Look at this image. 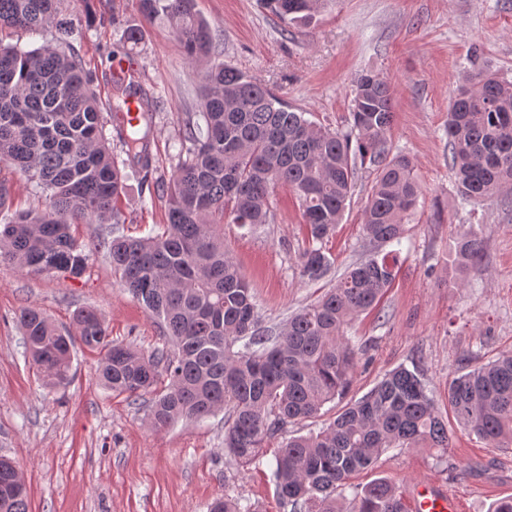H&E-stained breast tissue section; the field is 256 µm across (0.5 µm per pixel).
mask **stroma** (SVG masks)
Masks as SVG:
<instances>
[{"mask_svg":"<svg viewBox=\"0 0 512 512\" xmlns=\"http://www.w3.org/2000/svg\"><path fill=\"white\" fill-rule=\"evenodd\" d=\"M66 8L77 20L75 45L86 69L103 70L123 46L136 80L151 91L154 175L169 177L184 119L196 109L198 67L168 25L142 18L136 0H95L101 24L84 20L78 0ZM196 9L212 28L221 60L330 129L347 127L360 73L387 80L394 92L392 151L412 160L421 189L405 219L396 280L350 331L365 350L348 393L325 404L318 417L288 427V434L319 431L399 366L418 368L440 410H447L451 377L512 351V188L460 204L448 164V108L466 72L490 68L512 80V0H323L305 27L280 20L262 0H196ZM130 27L141 29L142 38L122 45ZM375 176L372 165L358 166L351 203L326 244L334 265L317 281L301 273L307 230L288 188L272 193L268 223L225 225L224 244L254 290L263 327L280 330L348 265L374 252L362 209ZM117 206L126 235L145 236L165 222L164 201L139 174H131ZM468 231L483 250L463 274L454 247ZM107 232L104 225L94 236L75 227L89 255L77 278L0 265V454L20 470L30 512H208L223 495L239 498L249 512H283L273 481L281 437L269 441L259 465L241 469L224 453L223 414L157 429L143 400L112 395L100 384L96 353L76 347L73 380L54 389L25 361L15 317L30 305L64 328L92 306L112 339L146 353L161 345L157 324L98 246V235ZM448 435L447 463L437 464L424 448L392 449L355 483L385 478L407 494L416 483L433 481L458 499L462 512H491L512 497V449L489 447L453 419Z\"/></svg>","mask_w":512,"mask_h":512,"instance_id":"obj_1","label":"stroma"}]
</instances>
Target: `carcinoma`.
Segmentation results:
<instances>
[{"instance_id": "cac0c4a2", "label": "carcinoma", "mask_w": 512, "mask_h": 512, "mask_svg": "<svg viewBox=\"0 0 512 512\" xmlns=\"http://www.w3.org/2000/svg\"><path fill=\"white\" fill-rule=\"evenodd\" d=\"M277 16L308 23L320 0H264ZM148 21L167 22L187 58L201 66L200 111L184 120L178 161L156 183L166 224L146 237L118 233L115 202L126 168L152 166L151 94L135 80L113 82L122 111L142 102L138 124L120 132L119 161L105 135L107 117L73 41L77 33L62 0H0L6 30L55 29L56 45L22 50L0 38V167L34 183L42 207L18 210L0 224V263L27 275L77 278L89 255L73 224H110L99 240L113 271L162 332L145 354L116 343L94 307L79 310L71 330L37 306L17 316L32 363L49 387L70 381L75 341L101 356L99 376L117 394L149 396L155 428L227 412L224 452L249 466L269 437L316 416L349 388L357 349L347 330L376 306L396 279L397 251H377L350 267L336 286L302 308L277 333L261 329L257 300L224 248V223H268L270 196L284 185L297 196L308 247L301 272L319 280L332 260L325 244L349 202L357 163L377 168L364 207L367 237L401 243L404 218L420 189L412 161L392 154L390 84L361 74L348 131L324 128L246 72L214 59L210 25L194 0H138ZM448 147L464 203L486 201L512 186V81L474 71L448 110ZM480 241L457 242L461 270L479 261ZM448 404L459 424L488 445L512 446V352L448 381ZM427 447L448 458V425L418 369L400 366L316 433L286 439L273 479L290 512H407L403 495L384 478L342 491L353 473L372 468L388 450ZM0 512H29L26 490L0 489Z\"/></svg>"}]
</instances>
